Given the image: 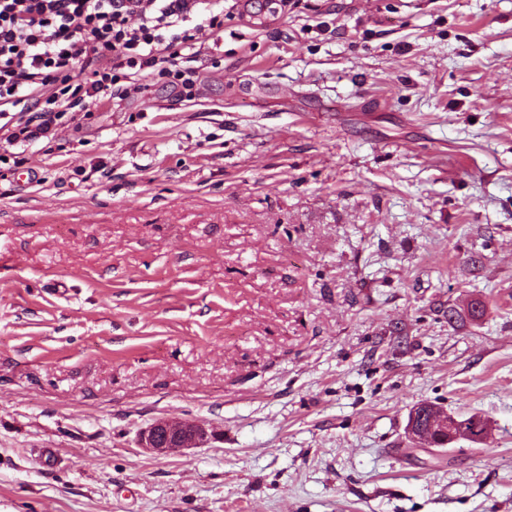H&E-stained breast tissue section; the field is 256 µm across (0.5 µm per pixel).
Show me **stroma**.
I'll return each mask as SVG.
<instances>
[{"instance_id":"1","label":"stroma","mask_w":512,"mask_h":512,"mask_svg":"<svg viewBox=\"0 0 512 512\" xmlns=\"http://www.w3.org/2000/svg\"><path fill=\"white\" fill-rule=\"evenodd\" d=\"M208 2L192 99L0 129V512H512V0ZM426 405L427 409H422V406ZM424 412V418L421 421L422 416H419V424L424 425L425 430L428 431L430 437V443L434 446L444 447L452 444L459 439H464L472 443H480L483 440L488 431V422L481 415L473 414L464 419H457L452 415L445 414L440 408L434 404L422 403L419 405V411ZM434 418L436 425L433 431H429V420ZM441 418L446 419L443 423L448 425L450 420L451 425L442 427L438 422ZM211 437L205 427L193 421L158 419L139 430L137 443L140 448L161 455L201 447Z\"/></svg>"}]
</instances>
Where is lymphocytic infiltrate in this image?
I'll return each mask as SVG.
<instances>
[{
	"label": "lymphocytic infiltrate",
	"mask_w": 512,
	"mask_h": 512,
	"mask_svg": "<svg viewBox=\"0 0 512 512\" xmlns=\"http://www.w3.org/2000/svg\"><path fill=\"white\" fill-rule=\"evenodd\" d=\"M203 0H0V107L17 113L9 142L51 134L85 98H125L132 75L164 78L180 97L194 95L183 68L202 27Z\"/></svg>",
	"instance_id": "lymphocytic-infiltrate-1"
}]
</instances>
